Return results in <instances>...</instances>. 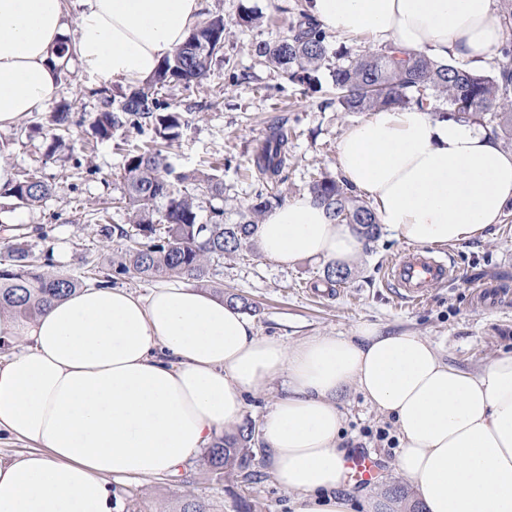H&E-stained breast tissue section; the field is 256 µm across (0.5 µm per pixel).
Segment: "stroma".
I'll list each match as a JSON object with an SVG mask.
<instances>
[{
	"instance_id": "35a3bbf8",
	"label": "stroma",
	"mask_w": 512,
	"mask_h": 512,
	"mask_svg": "<svg viewBox=\"0 0 512 512\" xmlns=\"http://www.w3.org/2000/svg\"><path fill=\"white\" fill-rule=\"evenodd\" d=\"M305 0H208L206 14L224 16V56L212 65L203 84L188 92L178 86L161 91L163 99L186 112L189 124L168 154L178 172L210 173L223 160L224 220L234 223L256 193L285 200L307 196L313 177L338 174L336 144L349 125L365 118L345 112L335 102L330 68L342 53H361L362 39L329 37L330 63L312 84L288 81L252 51L260 41H274L289 27ZM261 17L257 26L239 22L242 8ZM66 92L82 99L84 111L75 113L66 148L50 152V112L42 110L0 131L10 150L1 159L15 177L33 174L52 187L51 196L36 206H19L0 196V247L23 228L35 258L51 257L52 271L76 277L95 262L101 274L112 273L121 246L104 239L95 226V212L123 190L124 147L136 139L134 130L121 129L111 139L93 141L90 124L100 109L96 91L125 92L119 78L101 80L70 64L64 74ZM288 136V162L279 177L259 175L253 165L257 149L271 127ZM407 248L406 243L381 229L335 287L323 279L324 262L303 260L292 266L266 258L260 248L243 249L225 258L212 275L224 294H236L254 306L250 318L257 335L273 336L294 345L311 336L351 334L373 324L389 331H410L434 343L445 361L475 371L491 359L512 353V206L499 224L481 239L434 248L436 256L451 260L454 280L433 287L419 302L400 298L387 278V268ZM346 448L370 454L379 477L370 490L392 496L395 512H414L411 486L395 466L398 451L385 447L379 432L397 438L391 419L369 405L356 390L339 400ZM256 479L237 473L216 481L196 460L177 477L125 482L127 495L137 497L143 512H170L177 501L192 496L212 512H293V497L282 489L263 449L250 446Z\"/></svg>"
}]
</instances>
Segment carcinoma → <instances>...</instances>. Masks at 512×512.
I'll return each mask as SVG.
<instances>
[{
  "mask_svg": "<svg viewBox=\"0 0 512 512\" xmlns=\"http://www.w3.org/2000/svg\"><path fill=\"white\" fill-rule=\"evenodd\" d=\"M224 16L215 14L201 23L155 75L142 85L105 98V109L92 122L93 136L112 138L115 131L132 128L153 131V137L128 146L124 155L125 181L119 203L129 213V227L103 224L101 235L124 241L123 260L117 273L140 279L185 278L202 283L224 257L238 254L254 244L269 200L259 192L240 213L239 221L224 223V210L212 209L211 222L198 220V197L185 186L188 181L205 185L215 198L224 196V182L214 174L201 178L175 171L166 161L165 149L180 137L188 118L158 96L168 85L186 89L207 79L213 59L224 51ZM327 34L308 13L302 11L284 38L260 42L258 56L291 79H311L327 61ZM332 70L336 101L346 112H373L390 107H415L430 112H448V118L473 121L490 129L497 138L512 142V48H503L497 70L484 73L458 62L436 61L391 46L368 49ZM83 106L78 97L63 98L50 116L56 130H68L72 114ZM288 138L274 132L258 149L254 165L259 174L278 176L287 160ZM311 197L325 207L338 224H356L365 239L376 237L378 220L374 210L353 195V188L321 175L309 187ZM4 195L22 205H37L50 195V187L34 175L12 181ZM27 234L12 236L0 256V313L29 322L54 299L70 295L83 280L49 274L30 259ZM253 438L245 425L220 438L206 454L208 470L221 479L227 472L249 468L246 452Z\"/></svg>",
  "mask_w": 512,
  "mask_h": 512,
  "instance_id": "carcinoma-1",
  "label": "carcinoma"
}]
</instances>
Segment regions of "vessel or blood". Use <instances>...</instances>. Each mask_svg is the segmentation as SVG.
I'll use <instances>...</instances> for the list:
<instances>
[{
	"label": "vessel or blood",
	"mask_w": 512,
	"mask_h": 512,
	"mask_svg": "<svg viewBox=\"0 0 512 512\" xmlns=\"http://www.w3.org/2000/svg\"><path fill=\"white\" fill-rule=\"evenodd\" d=\"M388 274L397 284L403 297L411 301L423 300L434 285L455 276L454 270L443 258L415 248L407 250L396 259ZM349 467L356 483L373 482L376 463L368 454L355 456Z\"/></svg>",
	"instance_id": "obj_1"
}]
</instances>
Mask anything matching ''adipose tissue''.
<instances>
[{
    "label": "adipose tissue",
    "instance_id": "1",
    "mask_svg": "<svg viewBox=\"0 0 512 512\" xmlns=\"http://www.w3.org/2000/svg\"><path fill=\"white\" fill-rule=\"evenodd\" d=\"M321 27L434 60L497 56L495 0H306ZM205 0H0V129L64 90L55 50L75 32L85 73L138 86L201 22ZM339 169L379 223L422 247L485 237L512 204V151L488 131L415 108L349 126ZM261 252L283 264L351 263L363 242L311 198L270 211ZM0 512H122L112 483L178 474L234 427L247 394L286 389L261 440L294 512H393L386 496L348 498L339 399L349 388L392 417L397 469L420 512H512V354L482 369L446 363L425 337L362 325L292 346L256 335L223 298L187 280L137 295L94 284L33 321L0 316Z\"/></svg>",
    "mask_w": 512,
    "mask_h": 512
}]
</instances>
